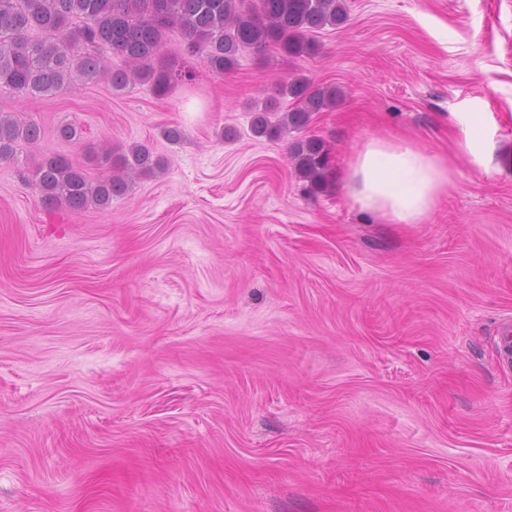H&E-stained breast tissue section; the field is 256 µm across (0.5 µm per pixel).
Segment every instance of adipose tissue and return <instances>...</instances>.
<instances>
[{"mask_svg": "<svg viewBox=\"0 0 512 512\" xmlns=\"http://www.w3.org/2000/svg\"><path fill=\"white\" fill-rule=\"evenodd\" d=\"M450 184L447 159L406 138L368 139L343 171L352 208L385 224L423 223Z\"/></svg>", "mask_w": 512, "mask_h": 512, "instance_id": "adipose-tissue-1", "label": "adipose tissue"}]
</instances>
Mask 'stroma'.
<instances>
[{"instance_id":"1","label":"stroma","mask_w":512,"mask_h":512,"mask_svg":"<svg viewBox=\"0 0 512 512\" xmlns=\"http://www.w3.org/2000/svg\"><path fill=\"white\" fill-rule=\"evenodd\" d=\"M348 6L317 55L246 51L222 76L171 31L183 78L163 97L0 88V112L41 128L0 159V512H512L495 350L512 319V0ZM292 76L346 93L304 130L331 165L315 193L289 134L251 130ZM476 113L492 154L459 151ZM373 136L447 157L424 223L351 208L341 174ZM141 144L160 168L106 209L25 182L53 155L94 180L102 150Z\"/></svg>"}]
</instances>
